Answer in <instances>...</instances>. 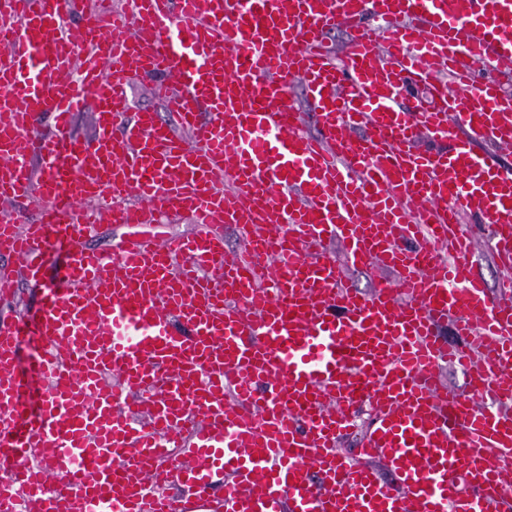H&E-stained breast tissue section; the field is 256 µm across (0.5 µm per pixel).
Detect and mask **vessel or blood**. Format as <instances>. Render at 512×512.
Masks as SVG:
<instances>
[{
	"label": "vessel or blood",
	"mask_w": 512,
	"mask_h": 512,
	"mask_svg": "<svg viewBox=\"0 0 512 512\" xmlns=\"http://www.w3.org/2000/svg\"><path fill=\"white\" fill-rule=\"evenodd\" d=\"M500 61L512 0H0V198L30 204L0 215V298L21 276L44 290L0 320V512L512 503V171L475 150L512 144ZM136 80L159 109L133 108ZM183 213L191 236L135 231ZM470 213L491 228L492 288ZM105 219L133 231L118 252L90 245ZM374 266L367 293L344 274ZM371 415L370 408H366L358 418L354 429L340 441L339 449L343 456L349 459L357 457V448H360L361 444L360 437L371 422Z\"/></svg>",
	"instance_id": "vessel-or-blood-1"
}]
</instances>
